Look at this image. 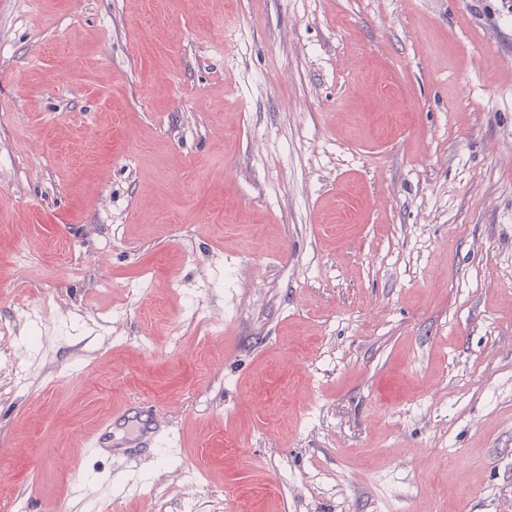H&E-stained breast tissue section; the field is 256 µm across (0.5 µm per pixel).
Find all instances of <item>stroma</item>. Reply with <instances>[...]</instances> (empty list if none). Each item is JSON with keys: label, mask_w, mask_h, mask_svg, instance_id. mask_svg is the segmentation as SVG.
Here are the masks:
<instances>
[{"label": "stroma", "mask_w": 512, "mask_h": 512, "mask_svg": "<svg viewBox=\"0 0 512 512\" xmlns=\"http://www.w3.org/2000/svg\"><path fill=\"white\" fill-rule=\"evenodd\" d=\"M79 470L512 512V0H0V512Z\"/></svg>", "instance_id": "1"}]
</instances>
